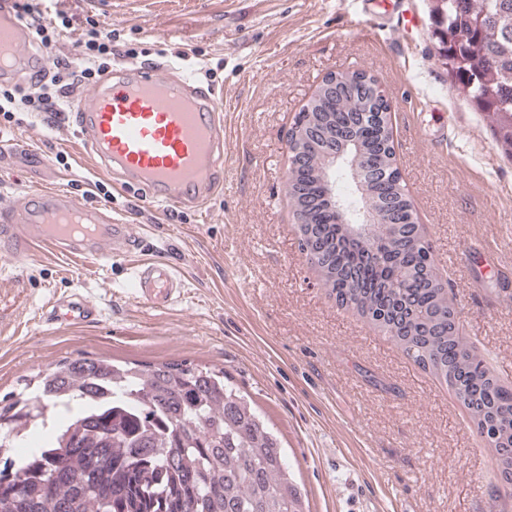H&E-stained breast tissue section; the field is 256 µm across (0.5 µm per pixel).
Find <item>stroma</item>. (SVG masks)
<instances>
[{"mask_svg":"<svg viewBox=\"0 0 512 512\" xmlns=\"http://www.w3.org/2000/svg\"><path fill=\"white\" fill-rule=\"evenodd\" d=\"M432 0H43L75 28L112 30L113 68L166 62L224 92V184L205 206L144 190L96 204L133 224L138 251L104 262L0 244V396L65 358L223 367L286 450L305 512H512L492 452L453 392L366 319L337 306L300 246L288 134L322 79L363 71L391 101L398 167L460 331L512 384V154L502 117L465 100L432 36ZM0 199L105 181L71 119L24 115L4 145ZM66 164H58L57 155ZM172 264V302L134 293L137 265ZM81 294L98 316L42 319Z\"/></svg>","mask_w":512,"mask_h":512,"instance_id":"obj_1","label":"stroma"}]
</instances>
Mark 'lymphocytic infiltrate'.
<instances>
[{
    "instance_id": "1",
    "label": "lymphocytic infiltrate",
    "mask_w": 512,
    "mask_h": 512,
    "mask_svg": "<svg viewBox=\"0 0 512 512\" xmlns=\"http://www.w3.org/2000/svg\"><path fill=\"white\" fill-rule=\"evenodd\" d=\"M19 9L27 16L41 51L52 55L53 60L50 67L29 83L0 85V136L16 125L19 107H26L38 116L63 114L80 89L110 71L115 53L111 31L100 28L95 20H87L82 32L76 34L72 31V17L66 11L45 15L39 8V0H21ZM70 33L75 36L74 61L55 58L59 41Z\"/></svg>"
}]
</instances>
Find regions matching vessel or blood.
Returning a JSON list of instances; mask_svg holds the SVG:
<instances>
[{"mask_svg":"<svg viewBox=\"0 0 512 512\" xmlns=\"http://www.w3.org/2000/svg\"><path fill=\"white\" fill-rule=\"evenodd\" d=\"M0 0V80L47 69V57L25 52L28 26ZM162 64L124 69L106 76L75 104V121L92 155L118 188H147L170 206L207 204L224 174L223 97L196 84L195 76H166ZM0 236L28 244L48 243L58 252L108 261L138 248L132 225L65 191H44L0 204ZM139 297L153 306L170 303L182 282L164 261L134 272ZM96 307L71 295L53 301L47 322L79 326Z\"/></svg>","mask_w":512,"mask_h":512,"instance_id":"obj_1","label":"vessel or blood"}]
</instances>
